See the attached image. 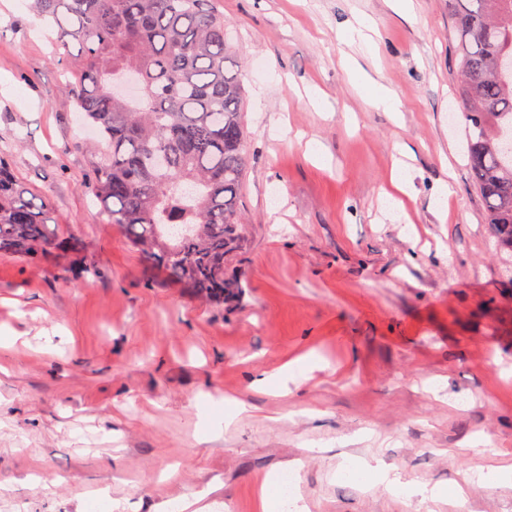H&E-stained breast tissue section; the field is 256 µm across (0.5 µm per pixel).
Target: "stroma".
<instances>
[{"label":"stroma","instance_id":"1","mask_svg":"<svg viewBox=\"0 0 512 512\" xmlns=\"http://www.w3.org/2000/svg\"><path fill=\"white\" fill-rule=\"evenodd\" d=\"M243 88L242 239L223 304L148 269L86 188L60 44L27 0H0V160L67 255L0 256V512H262L258 481L294 470L293 512H512V254L484 222L454 96L448 0H217ZM381 35L348 41L356 20ZM382 86L400 112L371 107ZM320 142L321 154L307 151ZM405 214L382 197L395 161ZM447 180L446 210L433 189ZM311 361L282 390L251 381ZM251 409L221 429L227 398ZM367 475L448 488L396 497ZM410 179L407 176V169L406 168H398L394 186L395 189L398 191L397 195H388L386 199L387 203V210L391 212H397L400 211L403 208V201L401 199V196H409L411 195L410 191Z\"/></svg>","mask_w":512,"mask_h":512}]
</instances>
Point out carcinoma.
<instances>
[{"mask_svg": "<svg viewBox=\"0 0 512 512\" xmlns=\"http://www.w3.org/2000/svg\"><path fill=\"white\" fill-rule=\"evenodd\" d=\"M461 37L458 97L467 159L501 249L512 252V0H449ZM58 38L78 41L77 111L107 145L91 189L143 259L175 285L224 299V256L239 243L247 157L242 85L229 73L213 0H34ZM0 163V256L71 249L48 203Z\"/></svg>", "mask_w": 512, "mask_h": 512, "instance_id": "1", "label": "carcinoma"}]
</instances>
